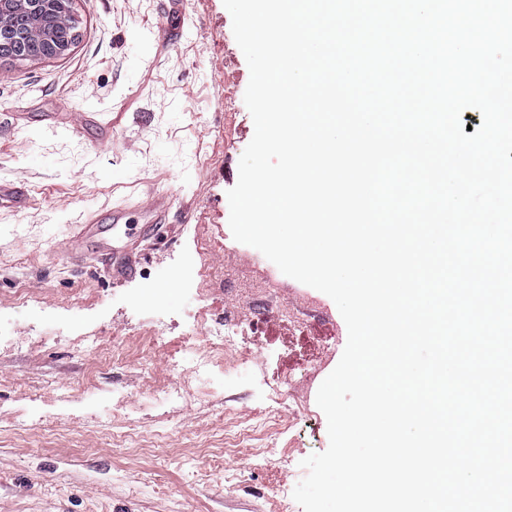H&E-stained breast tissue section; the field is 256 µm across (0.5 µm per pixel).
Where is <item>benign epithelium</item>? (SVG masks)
<instances>
[{
	"instance_id": "7a95c632",
	"label": "benign epithelium",
	"mask_w": 512,
	"mask_h": 512,
	"mask_svg": "<svg viewBox=\"0 0 512 512\" xmlns=\"http://www.w3.org/2000/svg\"><path fill=\"white\" fill-rule=\"evenodd\" d=\"M53 0H0V46L6 55L19 61L52 59L65 55L76 43L77 31L72 29L69 15H52ZM27 12L31 25L24 31L10 24V14L16 9ZM38 42L43 50L33 56L29 45Z\"/></svg>"
}]
</instances>
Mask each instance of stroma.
I'll return each instance as SVG.
<instances>
[{"label":"stroma","instance_id":"stroma-1","mask_svg":"<svg viewBox=\"0 0 512 512\" xmlns=\"http://www.w3.org/2000/svg\"><path fill=\"white\" fill-rule=\"evenodd\" d=\"M163 0H75L80 38L65 55L0 59V180L25 186L24 210L0 206V512H303V459L327 449L315 393L295 403L303 367L333 371L347 342L334 301L234 240L227 192L254 135L250 72L223 0H188L185 34L155 31ZM168 223L143 232L152 197ZM136 265L109 276L73 257L75 225L112 222ZM255 263L286 281L278 307L224 292V273ZM233 306L255 322L251 354L225 353L247 376L199 391L183 339L200 309ZM200 317V318H201ZM103 340L78 357L84 336ZM181 383L186 402L165 404ZM135 399L95 422L113 394ZM267 422L243 443L227 437Z\"/></svg>","mask_w":512,"mask_h":512}]
</instances>
